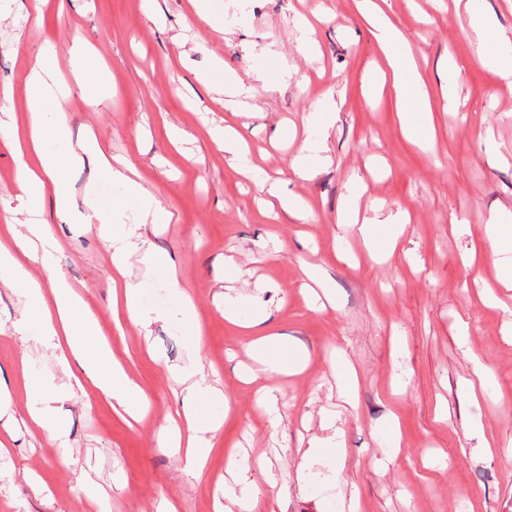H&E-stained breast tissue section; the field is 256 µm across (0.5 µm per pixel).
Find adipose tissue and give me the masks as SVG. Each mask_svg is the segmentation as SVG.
I'll list each match as a JSON object with an SVG mask.
<instances>
[{"instance_id":"ef3b65f1","label":"adipose tissue","mask_w":512,"mask_h":512,"mask_svg":"<svg viewBox=\"0 0 512 512\" xmlns=\"http://www.w3.org/2000/svg\"><path fill=\"white\" fill-rule=\"evenodd\" d=\"M467 13L470 33L477 43L478 63L495 74L502 86L512 90V39L494 36L495 23L480 10L477 0H467ZM369 25L393 70V89L402 126L422 150L433 152L436 136L431 116L415 114L409 104L411 95H418L423 100L427 93L422 89L414 59L406 49L402 34L381 16L372 18ZM55 68L56 60L51 53L43 51L37 55L24 90L30 112L28 126L20 130L0 124V144L11 149L19 161L16 190L27 214L25 233L15 237L13 248H0V272L9 274V287L16 289L31 310L29 316L16 323V332L35 346L66 350L76 360L82 375L137 422L148 411L147 395L113 360L98 318L66 282L57 281L47 291L28 271L29 264L48 269L54 262L56 243L46 237L41 222L44 202L49 199L63 223L101 225V234L112 248V282L123 287L121 296L112 300L113 311H125L129 318L145 327L154 319L153 309L143 302L139 283L130 278L129 259L132 255H139L141 263L149 269L162 264L140 225L122 223V207L99 205L91 190L85 194L83 210H75L74 189L60 179L59 171L66 164L93 165L99 182L125 186L127 196L136 200L140 212L147 217L157 214L154 200L129 177V164L112 162L95 138L72 143L66 116L48 111L57 97L70 95L76 89L80 90L88 106L100 104L103 84L101 80L88 78L97 65L86 47L79 43L73 46L70 83H56ZM267 319V313L257 308L240 322V329L250 338L248 353L253 357L262 356L265 365L279 372L298 369L303 360L297 352L285 344L269 346L267 338L260 336L259 331ZM170 373L188 384L189 404L184 411L189 431L187 462L198 470L210 454L209 435L215 434L223 425L220 417L209 412L222 397L200 387L198 378L202 369L196 361L171 367Z\"/></svg>"}]
</instances>
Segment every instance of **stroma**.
Instances as JSON below:
<instances>
[{
    "instance_id": "1",
    "label": "stroma",
    "mask_w": 512,
    "mask_h": 512,
    "mask_svg": "<svg viewBox=\"0 0 512 512\" xmlns=\"http://www.w3.org/2000/svg\"><path fill=\"white\" fill-rule=\"evenodd\" d=\"M383 9L427 92L436 154L399 124L364 0H224L220 33L203 30L193 0H50L40 12L33 0H8L0 81L14 90V125L29 122L24 85L41 49L55 48L66 80L75 42L97 52L111 83L96 109L77 93L62 102L71 138L94 134L172 213L150 239L191 298L201 339L188 351L164 275L135 257L144 303L165 316L147 330L114 324L112 250L98 225L61 223L46 207L55 264L32 267V277L63 278L82 297L150 412L131 424L98 390L70 392L64 362L16 334L24 306L0 287V512H218L231 454L275 492L270 512H347L354 487L360 512H512V288L491 261L467 264L491 211L512 213V91L477 65L459 0H386ZM308 23L315 44L304 56ZM218 59L246 87L233 110L200 79ZM269 69L279 82L262 79ZM329 99L338 112L320 133L326 150L313 177L299 179L291 165L300 143L284 131ZM227 124L248 143L257 179L283 182L308 218L262 213L255 181L209 136ZM347 210L399 225L395 253L370 254L339 223ZM311 268L335 304L307 308L300 285ZM228 296L242 313L268 311L266 335L304 356L299 374L265 368L241 382L248 338L224 317ZM337 348L357 372L353 408L338 395ZM191 357L204 385L230 402L200 471L181 446L186 387L168 372ZM480 364L488 380L476 376ZM39 380L69 450L27 418V384ZM431 456L439 465L424 468Z\"/></svg>"
}]
</instances>
